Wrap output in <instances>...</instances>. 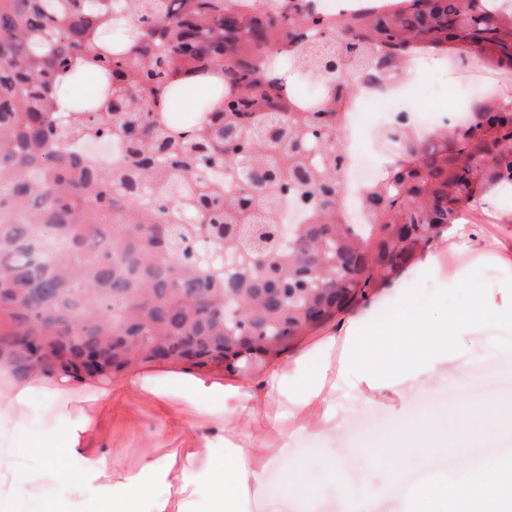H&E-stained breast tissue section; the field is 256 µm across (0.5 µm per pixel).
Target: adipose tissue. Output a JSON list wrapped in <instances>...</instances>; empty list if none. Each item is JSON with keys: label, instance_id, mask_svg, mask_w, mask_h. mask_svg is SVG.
Returning <instances> with one entry per match:
<instances>
[{"label": "adipose tissue", "instance_id": "obj_1", "mask_svg": "<svg viewBox=\"0 0 512 512\" xmlns=\"http://www.w3.org/2000/svg\"><path fill=\"white\" fill-rule=\"evenodd\" d=\"M488 215L496 221L494 228L484 222ZM449 252L488 259L499 273L495 291L475 292L462 307L443 310L418 294L413 279L417 269L447 292L469 281V266H445ZM493 325L512 328V184L507 182L482 184L462 216L418 250L412 266L385 280L376 298L291 359H267L260 378L231 368L220 378L185 369L162 380L136 374L115 386L63 375L19 378L0 368V418L21 416L29 394L43 390L49 410L68 422L54 436L56 449L46 454L43 474L54 480L66 478L65 453L86 449L84 471L72 484L74 494L81 496L94 477L108 472L110 460L90 450L101 422L77 408V392L93 389L96 399L106 404L132 392L170 405L160 424L186 434L185 446L173 449L169 464L147 460L136 473L124 476L104 494L101 512H139L151 486L165 489L155 501V512H183L170 491L169 475L175 465L182 478L218 488L212 512H261L263 476L282 455L272 446L271 436L284 440L296 429L333 436L341 426L338 396L347 395L361 406L390 396L404 398L415 385L433 384L448 372L461 371L471 353V337ZM199 419L217 431L213 445L224 451L223 469H215L190 436ZM510 430L512 402L492 397L475 407L461 405L441 421H399L393 437L382 442L380 456L399 466L414 450L461 448ZM511 479L512 468L493 459L469 467L461 483L419 488L412 512H448L452 507L457 512H512V489L505 486Z\"/></svg>", "mask_w": 512, "mask_h": 512}]
</instances>
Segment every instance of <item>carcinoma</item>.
Wrapping results in <instances>:
<instances>
[{
  "label": "carcinoma",
  "instance_id": "carcinoma-1",
  "mask_svg": "<svg viewBox=\"0 0 512 512\" xmlns=\"http://www.w3.org/2000/svg\"><path fill=\"white\" fill-rule=\"evenodd\" d=\"M309 2L0 0V208L13 213L0 223V365L110 380L135 366L278 357L458 219L478 177L512 183V107L481 104L477 138L393 137L405 159L365 195L370 233L342 223L336 105L353 87L336 75L399 69L416 48L450 45L512 72V3L387 0L333 17ZM288 66L316 68L329 96L302 104L279 78ZM204 84L220 108L202 101V120L178 122L181 99ZM114 97L127 111L97 106ZM317 125L318 159L288 150ZM226 128L270 173L229 195L210 175L236 161ZM90 136L125 140L131 166L114 173L59 150ZM490 154L494 166H477ZM246 190L262 202L251 212L237 205ZM299 190L309 223L288 247L275 209ZM205 225L212 245L240 253V274L200 275L190 245Z\"/></svg>",
  "mask_w": 512,
  "mask_h": 512
}]
</instances>
